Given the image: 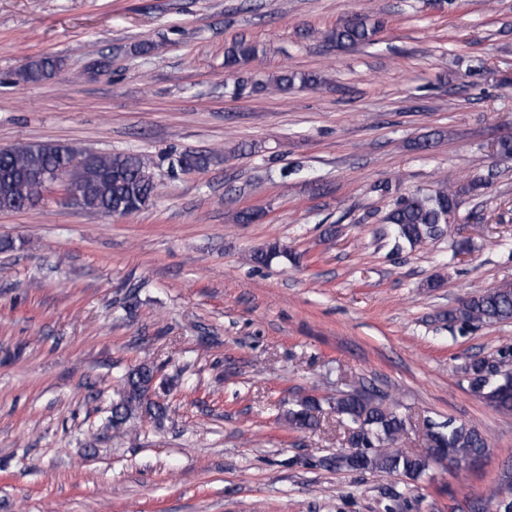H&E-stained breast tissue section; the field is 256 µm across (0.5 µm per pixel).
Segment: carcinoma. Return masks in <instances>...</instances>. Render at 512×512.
<instances>
[{"label": "carcinoma", "instance_id": "carcinoma-1", "mask_svg": "<svg viewBox=\"0 0 512 512\" xmlns=\"http://www.w3.org/2000/svg\"><path fill=\"white\" fill-rule=\"evenodd\" d=\"M381 29V23L366 17L354 16L328 32L324 40L338 48L369 44ZM256 56V49L240 40L224 54V68L236 72ZM59 60L43 57L31 62L22 72L26 82H39L54 75ZM316 83L320 77L283 73L272 77L262 88L284 90L295 81ZM181 168L199 169L209 164L203 154L185 153L179 157ZM86 166L83 194L87 206L108 216H127L146 207L154 198L155 184L149 163L134 153H89L74 148L61 153H45L34 144H20L0 150V177L10 176L7 187L13 199L22 202L39 194L36 183L23 178L30 170L53 173L77 164ZM460 190L441 182L426 193H413L397 198L384 217L390 226L395 246L407 244L412 248L450 231L449 216L457 211ZM288 257V250L277 242L258 248L250 260L266 265L275 258ZM512 320V286L478 290L466 297L458 307L448 311V322L470 326L473 324L509 322ZM156 373L148 365L131 369L123 378L118 399L112 405V428H123L146 403ZM465 377L472 394L486 404L512 411V345L498 350L489 360L474 355L465 367ZM378 399L362 391H343L327 402L336 413L338 422L348 428V451L328 460V464L348 471L375 470L396 474L408 480L418 479L436 457L415 454L398 446L405 431V418ZM313 396L299 399L288 410V422L297 429H315L318 413L325 404ZM428 445L442 451L436 459H446L460 465L484 458L486 441L474 427L457 424L453 420L431 424Z\"/></svg>", "mask_w": 512, "mask_h": 512}]
</instances>
